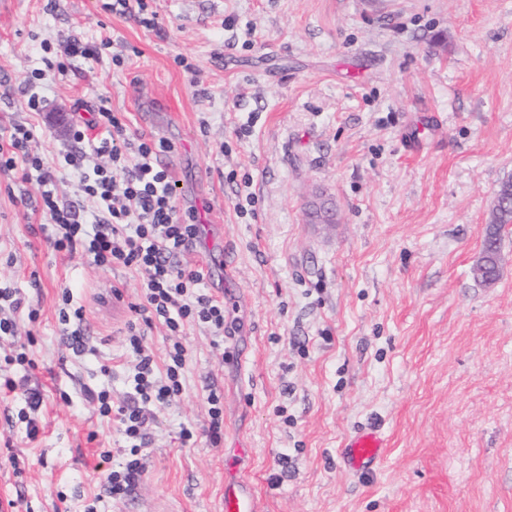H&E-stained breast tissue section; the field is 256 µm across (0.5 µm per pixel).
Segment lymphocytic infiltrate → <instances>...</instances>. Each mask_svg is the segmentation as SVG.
Segmentation results:
<instances>
[{"label":"lymphocytic infiltrate","mask_w":512,"mask_h":512,"mask_svg":"<svg viewBox=\"0 0 512 512\" xmlns=\"http://www.w3.org/2000/svg\"><path fill=\"white\" fill-rule=\"evenodd\" d=\"M58 42L64 48L63 58L25 78L32 88L26 100L28 111L44 109L35 87L46 70L67 73L74 70L76 58L96 60L110 47L109 40L91 43L73 32L59 36ZM96 128L101 131L96 144L84 147L87 130ZM70 136L75 149L56 163L33 151V128L14 125L8 135L0 137V172L14 173L21 182L41 186L32 207L49 217L52 233L48 241L54 251L70 253L79 247L98 266L138 273L139 314L164 325L173 337L164 372L159 375L142 336L129 332L128 349L135 364L127 378L126 403L114 405L107 390L94 396L100 415L117 418L120 434L129 445L126 463L105 475L109 494L122 498L134 490L144 467L141 451L147 408L169 405L183 390L182 377L190 360L180 340L185 325L202 326L213 344H220L224 340V303L207 291L202 269L177 261L197 237L198 215L192 208L177 209L172 177L158 163L167 144L131 133L122 113L112 111L104 98L91 110L89 120L71 125ZM61 166L78 172V189L94 204L88 219H80L73 206L58 196L56 173Z\"/></svg>","instance_id":"lymphocytic-infiltrate-1"}]
</instances>
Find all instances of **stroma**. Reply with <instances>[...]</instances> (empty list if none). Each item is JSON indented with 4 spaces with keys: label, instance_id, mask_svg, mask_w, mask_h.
<instances>
[{
    "label": "stroma",
    "instance_id": "stroma-1",
    "mask_svg": "<svg viewBox=\"0 0 512 512\" xmlns=\"http://www.w3.org/2000/svg\"><path fill=\"white\" fill-rule=\"evenodd\" d=\"M152 7L157 31L99 0H8L0 130L33 127V150L58 160L74 147L70 124L103 96L131 132L166 141L178 209L213 222L178 261L219 258L206 285L224 297V348L185 326L184 390L153 411L137 485L112 499L104 476L125 442L91 395L125 400L130 327L160 366L169 338L136 313V273L52 251L47 216L19 201L38 185L0 172V283L39 313L0 339V352L29 344L37 363L0 371L17 383L0 391V512H55L62 496L69 512H223L231 478L263 512H512V225L496 284L471 274L512 177V0ZM71 31L114 49L74 73L48 70ZM36 69L38 114L25 107ZM320 204L334 223L309 221ZM66 290L84 314L81 355L59 321ZM213 388L224 404L216 446L205 434ZM33 390L34 440L18 418ZM371 424L389 440L385 459L351 474L338 449Z\"/></svg>",
    "mask_w": 512,
    "mask_h": 512
}]
</instances>
